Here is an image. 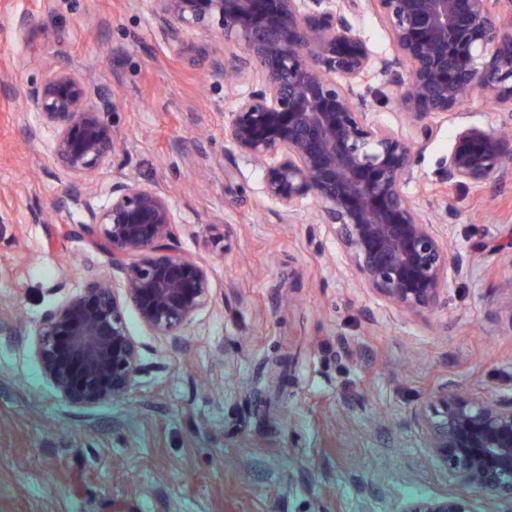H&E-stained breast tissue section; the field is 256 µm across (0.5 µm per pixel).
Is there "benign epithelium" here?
<instances>
[{"instance_id": "7a95c632", "label": "benign epithelium", "mask_w": 512, "mask_h": 512, "mask_svg": "<svg viewBox=\"0 0 512 512\" xmlns=\"http://www.w3.org/2000/svg\"><path fill=\"white\" fill-rule=\"evenodd\" d=\"M393 47L376 55L353 16L357 0H150L152 16L175 42L207 33L231 48L212 68L247 90L224 114L231 150L262 168V193L293 221L309 204L336 236L348 270L401 312L432 311L470 274L473 254L512 250V237L454 250L444 225L408 199L405 186L435 120L457 125L438 182L481 188L512 179V0H375ZM383 75L412 120L405 138L368 118L363 85ZM92 83L49 67L28 104L54 132L50 156L73 177L95 176L116 144ZM491 98L494 129L468 121L459 106ZM84 234L121 275L106 278L49 311L34 343L44 376L70 402L107 404L142 370L130 335L133 308L156 336L177 338L208 305L209 269L173 246L168 195L112 179L106 201L81 203ZM430 448L459 491L412 503L405 512H480L477 503H512V398L448 385L421 413Z\"/></svg>"}]
</instances>
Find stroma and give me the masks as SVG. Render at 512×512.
<instances>
[{
    "label": "stroma",
    "mask_w": 512,
    "mask_h": 512,
    "mask_svg": "<svg viewBox=\"0 0 512 512\" xmlns=\"http://www.w3.org/2000/svg\"><path fill=\"white\" fill-rule=\"evenodd\" d=\"M32 15L25 37L16 18ZM207 34L176 43L147 0H0V512H404L453 491L419 410L448 383L512 396V255L482 254L438 309L398 312L345 268L315 209L280 219L224 142L235 92ZM92 73L122 143L92 180L52 161L26 106L46 64ZM370 119L409 137L384 77ZM454 120L405 187L455 249L512 232V183L440 193ZM165 192L174 246L209 267V306L178 339L127 310L143 370L122 399L78 406L42 376L50 310L111 276L79 226L114 176Z\"/></svg>",
    "instance_id": "stroma-1"
}]
</instances>
